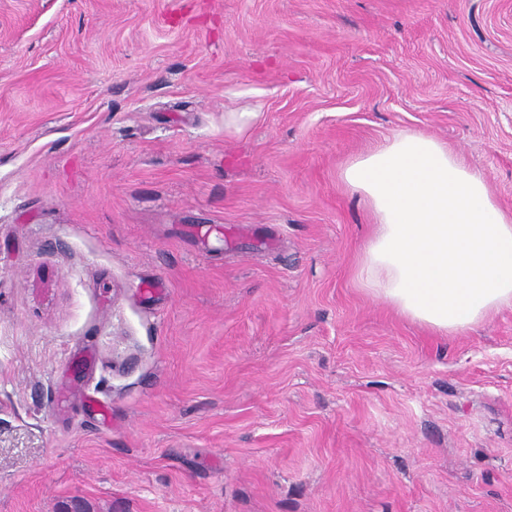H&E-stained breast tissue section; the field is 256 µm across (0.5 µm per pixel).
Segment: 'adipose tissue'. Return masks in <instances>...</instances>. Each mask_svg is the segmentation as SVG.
<instances>
[{"instance_id": "1", "label": "adipose tissue", "mask_w": 512, "mask_h": 512, "mask_svg": "<svg viewBox=\"0 0 512 512\" xmlns=\"http://www.w3.org/2000/svg\"><path fill=\"white\" fill-rule=\"evenodd\" d=\"M340 181L375 220L357 275L399 315L462 335L512 307V216L445 144L395 134L348 160Z\"/></svg>"}]
</instances>
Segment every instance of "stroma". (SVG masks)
<instances>
[{
  "label": "stroma",
  "instance_id": "stroma-1",
  "mask_svg": "<svg viewBox=\"0 0 512 512\" xmlns=\"http://www.w3.org/2000/svg\"><path fill=\"white\" fill-rule=\"evenodd\" d=\"M405 131L512 212V0H0V512H512V307L355 275Z\"/></svg>",
  "mask_w": 512,
  "mask_h": 512
}]
</instances>
